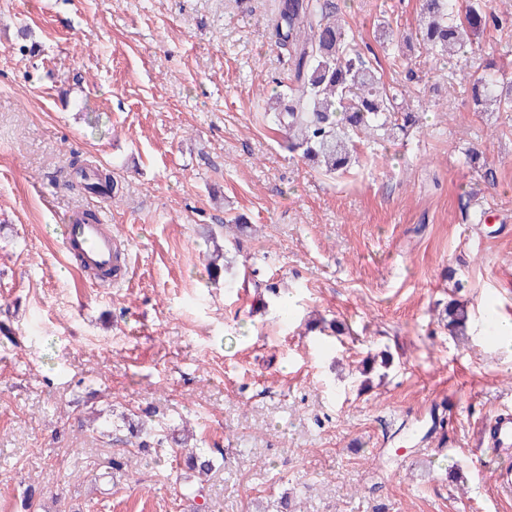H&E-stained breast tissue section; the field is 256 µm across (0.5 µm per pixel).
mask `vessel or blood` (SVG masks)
I'll return each mask as SVG.
<instances>
[{
    "instance_id": "obj_1",
    "label": "vessel or blood",
    "mask_w": 512,
    "mask_h": 512,
    "mask_svg": "<svg viewBox=\"0 0 512 512\" xmlns=\"http://www.w3.org/2000/svg\"><path fill=\"white\" fill-rule=\"evenodd\" d=\"M62 248L84 270L112 271L104 286L119 283L129 274L128 252L122 249L105 219L84 223L78 213H70L63 226ZM488 446L496 454L510 458V465L498 469L493 479L504 490L512 489V414L498 415L488 426Z\"/></svg>"
}]
</instances>
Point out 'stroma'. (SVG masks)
Listing matches in <instances>:
<instances>
[{"instance_id": "35a3bbf8", "label": "stroma", "mask_w": 512, "mask_h": 512, "mask_svg": "<svg viewBox=\"0 0 512 512\" xmlns=\"http://www.w3.org/2000/svg\"><path fill=\"white\" fill-rule=\"evenodd\" d=\"M334 2L420 126L332 179L264 115L288 74L276 0H0V512H275L285 494L299 512H512L479 445L512 410V350L486 326L512 320V112L474 111L463 60L383 43L419 0ZM484 2L504 22L481 60L512 75V0ZM76 155L121 192L72 189ZM87 203L130 250L126 282L64 255L61 220ZM238 215L212 281L202 228ZM323 318L348 333L308 331ZM383 351L388 371L359 377ZM188 428L216 460L203 482ZM444 320H447L446 327L450 335H456L457 332L465 331L470 315L467 305L451 299L443 309Z\"/></svg>"}]
</instances>
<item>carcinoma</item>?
<instances>
[{"label":"carcinoma","mask_w":512,"mask_h":512,"mask_svg":"<svg viewBox=\"0 0 512 512\" xmlns=\"http://www.w3.org/2000/svg\"><path fill=\"white\" fill-rule=\"evenodd\" d=\"M330 0H279L272 37L288 50L290 69L286 91L268 98L266 115L272 129L284 133L288 150L327 175L358 162L362 140H396L417 125L416 113L404 108L405 96L383 81L366 54L348 38L345 26L330 9ZM421 23L416 39L434 56L466 57L479 49L477 38L501 18L470 0L460 10L457 0H420ZM472 100L479 107L490 101L498 109L512 108V80L476 69L464 74ZM75 173L85 189L108 197L120 192L111 171L75 159ZM219 244L208 258L209 273L226 267ZM446 327L455 335L470 321L467 305L451 299L443 309ZM189 469L206 473L215 467L202 452L187 457Z\"/></svg>","instance_id":"obj_1"}]
</instances>
